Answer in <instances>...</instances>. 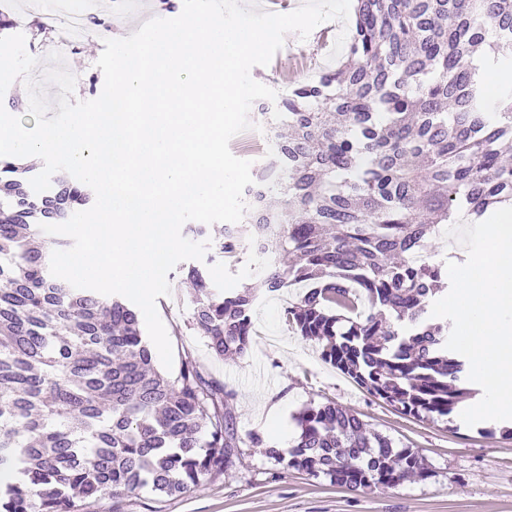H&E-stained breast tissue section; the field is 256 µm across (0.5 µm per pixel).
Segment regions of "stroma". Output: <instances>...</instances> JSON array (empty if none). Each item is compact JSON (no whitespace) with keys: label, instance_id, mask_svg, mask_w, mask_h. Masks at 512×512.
Masks as SVG:
<instances>
[{"label":"stroma","instance_id":"stroma-1","mask_svg":"<svg viewBox=\"0 0 512 512\" xmlns=\"http://www.w3.org/2000/svg\"><path fill=\"white\" fill-rule=\"evenodd\" d=\"M343 24L325 22L307 39L287 34L282 59L302 58L309 66L300 79L317 74L318 40H336ZM104 49L93 33L77 53H64L63 63L76 78L73 100L97 98L104 76L96 61ZM212 282L224 289L254 285L261 279L257 261L236 266L221 261L206 266ZM292 292L262 297L253 313L254 334L246 356L216 358L205 337L189 328L192 306L187 288L159 297L157 310L173 348L174 362L190 357L207 378L235 393L233 415L239 436L261 432L270 445L289 453L297 432L293 416L327 399L355 412L369 429L410 445L429 465L423 481L407 480L388 489L350 492L322 477L283 469L263 449L249 448L223 475L201 480L184 494L157 498L139 494L102 497L92 512H512V440L490 436L481 425L420 421L401 415L368 394L332 365L317 344L291 329L284 310Z\"/></svg>","mask_w":512,"mask_h":512}]
</instances>
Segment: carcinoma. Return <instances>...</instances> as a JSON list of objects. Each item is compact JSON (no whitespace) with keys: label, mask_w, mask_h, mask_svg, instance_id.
I'll use <instances>...</instances> for the list:
<instances>
[{"label":"carcinoma","mask_w":512,"mask_h":512,"mask_svg":"<svg viewBox=\"0 0 512 512\" xmlns=\"http://www.w3.org/2000/svg\"><path fill=\"white\" fill-rule=\"evenodd\" d=\"M488 70L512 73V0H356L346 60L288 86L272 118L282 179L257 211L210 241L207 262L242 261L267 235L261 287L226 291L200 266L191 326L222 359L244 355L262 294L301 284L294 331L401 414L443 419L471 394L445 349L451 322L428 312L445 260L417 262L441 224L484 221L512 204V80L488 101ZM32 172L0 157V512H83L90 500L149 489L186 492L224 474L240 444L339 488H392L430 470L410 446L366 429L327 400L296 416L289 456L234 428L224 384L185 358L171 379L154 364L139 311L51 275L60 224L88 200L77 180L34 193Z\"/></svg>","instance_id":"cac0c4a2"}]
</instances>
